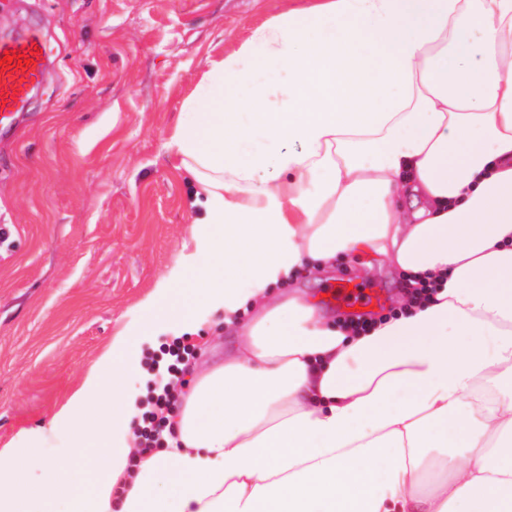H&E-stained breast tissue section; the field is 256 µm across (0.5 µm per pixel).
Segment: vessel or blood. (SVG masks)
<instances>
[{"label": "vessel or blood", "mask_w": 512, "mask_h": 512, "mask_svg": "<svg viewBox=\"0 0 512 512\" xmlns=\"http://www.w3.org/2000/svg\"><path fill=\"white\" fill-rule=\"evenodd\" d=\"M44 40L35 30L0 40V58L8 51H16L28 59V66L14 62L0 70V130H11L24 112L33 91L41 84L47 70Z\"/></svg>", "instance_id": "obj_1"}]
</instances>
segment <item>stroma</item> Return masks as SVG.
Here are the masks:
<instances>
[{
	"instance_id": "stroma-1",
	"label": "stroma",
	"mask_w": 512,
	"mask_h": 512,
	"mask_svg": "<svg viewBox=\"0 0 512 512\" xmlns=\"http://www.w3.org/2000/svg\"><path fill=\"white\" fill-rule=\"evenodd\" d=\"M314 3L0 0V36L40 28L48 58L0 133V448L46 423L160 280L196 304L191 227L205 207L170 137L214 62ZM340 284L379 294L372 318L405 286L375 259L296 274L317 300Z\"/></svg>"
}]
</instances>
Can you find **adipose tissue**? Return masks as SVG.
I'll return each mask as SVG.
<instances>
[{
  "instance_id": "obj_1",
  "label": "adipose tissue",
  "mask_w": 512,
  "mask_h": 512,
  "mask_svg": "<svg viewBox=\"0 0 512 512\" xmlns=\"http://www.w3.org/2000/svg\"><path fill=\"white\" fill-rule=\"evenodd\" d=\"M170 147L205 197L198 303L237 344L131 465L141 345L199 330L160 283L0 448V512H512V0L282 16L213 66ZM365 254L437 293L360 336L272 293Z\"/></svg>"
}]
</instances>
